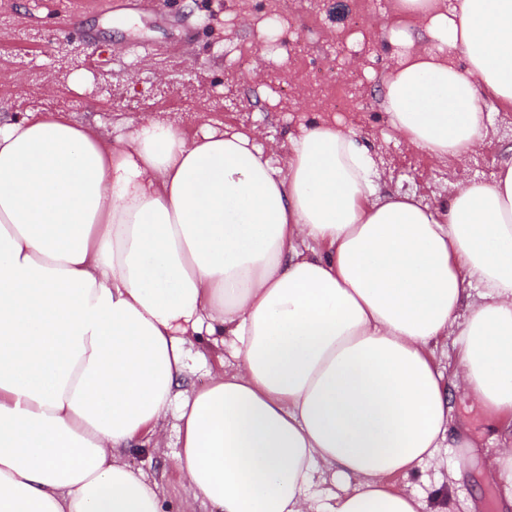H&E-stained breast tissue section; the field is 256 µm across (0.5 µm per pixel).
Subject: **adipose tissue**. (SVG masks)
Listing matches in <instances>:
<instances>
[{
    "mask_svg": "<svg viewBox=\"0 0 512 512\" xmlns=\"http://www.w3.org/2000/svg\"><path fill=\"white\" fill-rule=\"evenodd\" d=\"M400 6L431 45L391 29L390 125L467 156L483 97L512 104V0ZM288 141L280 163L208 124H0V512H162L121 453L172 409L217 512H448L390 480L438 462L455 400L512 420V162L439 209L381 194L354 130ZM204 334L234 363L179 389Z\"/></svg>",
    "mask_w": 512,
    "mask_h": 512,
    "instance_id": "ef3b65f1",
    "label": "adipose tissue"
}]
</instances>
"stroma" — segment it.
<instances>
[{
	"label": "stroma",
	"instance_id": "1",
	"mask_svg": "<svg viewBox=\"0 0 512 512\" xmlns=\"http://www.w3.org/2000/svg\"><path fill=\"white\" fill-rule=\"evenodd\" d=\"M273 0H0V122L26 112H58L111 126L113 135L150 118L173 122L187 134L203 124L256 134L267 155L283 159L299 124L330 117L328 102L348 95L344 126L366 142L387 190H411L423 204L446 203L458 184L490 180L512 157V104L484 101L489 134L468 157L440 164L409 146L390 126L381 105L382 79L399 48L388 37L397 14L388 0H295L293 26L283 33L288 60L272 67L260 20ZM361 16V51L315 87L311 76L334 54L354 16ZM243 55L232 73L225 52ZM89 86L77 91L75 74ZM291 87L275 101L272 88ZM456 401L453 430L459 448L440 466L402 480L429 504L449 512H512L502 488L488 477L500 444L487 423ZM175 416L162 424L159 446L134 444L125 462L157 481L163 512H182L190 492L175 466L180 443Z\"/></svg>",
	"mask_w": 512,
	"mask_h": 512
}]
</instances>
